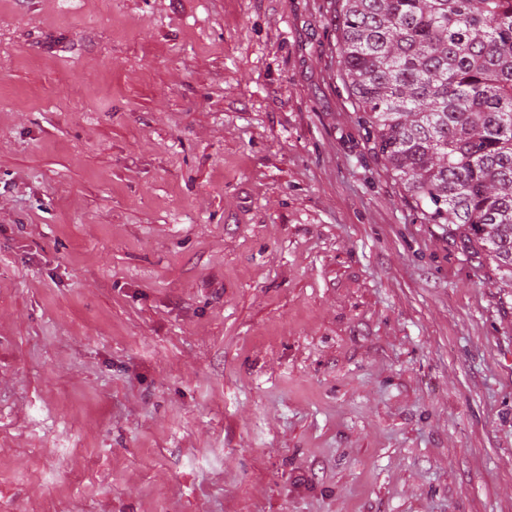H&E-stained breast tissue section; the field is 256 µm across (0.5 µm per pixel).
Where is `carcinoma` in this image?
I'll list each match as a JSON object with an SVG mask.
<instances>
[{"label": "carcinoma", "mask_w": 512, "mask_h": 512, "mask_svg": "<svg viewBox=\"0 0 512 512\" xmlns=\"http://www.w3.org/2000/svg\"><path fill=\"white\" fill-rule=\"evenodd\" d=\"M358 122L427 224L512 287V0H339Z\"/></svg>", "instance_id": "carcinoma-1"}]
</instances>
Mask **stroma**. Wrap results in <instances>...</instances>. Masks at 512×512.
I'll list each match as a JSON object with an SVG mask.
<instances>
[{"label":"stroma","instance_id":"stroma-1","mask_svg":"<svg viewBox=\"0 0 512 512\" xmlns=\"http://www.w3.org/2000/svg\"><path fill=\"white\" fill-rule=\"evenodd\" d=\"M338 14L0 0V512H512V288Z\"/></svg>","mask_w":512,"mask_h":512}]
</instances>
